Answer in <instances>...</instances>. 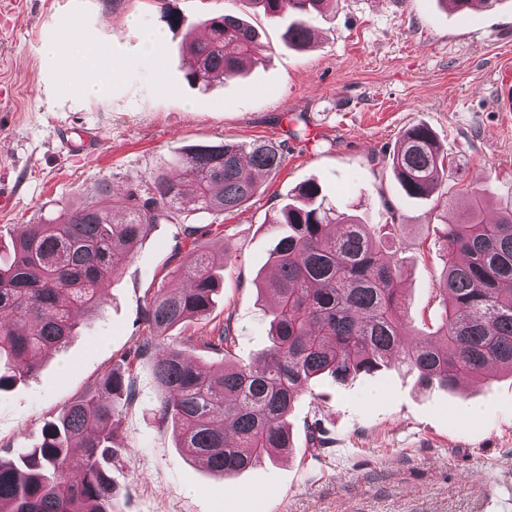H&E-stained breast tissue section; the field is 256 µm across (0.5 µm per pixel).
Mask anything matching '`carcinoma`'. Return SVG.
Masks as SVG:
<instances>
[{
  "label": "carcinoma",
  "mask_w": 512,
  "mask_h": 512,
  "mask_svg": "<svg viewBox=\"0 0 512 512\" xmlns=\"http://www.w3.org/2000/svg\"><path fill=\"white\" fill-rule=\"evenodd\" d=\"M248 2L273 17L293 16L288 44L304 48L312 38L308 17L327 0ZM440 2L463 10L499 0ZM207 28L208 39L185 40L188 82L234 78L264 61L265 46L240 18L217 15ZM281 163L269 142L192 146L175 172L158 170L143 190L113 193L99 185L84 206L16 232L12 258L0 263V388L35 374L42 350L67 341L77 313L101 303L98 284L133 258L155 225L178 223L189 211L239 209L259 189L255 173ZM448 164L433 132L417 125L403 134L391 166L406 196L427 198L441 189ZM463 195L464 219L440 225L441 312L427 335L408 321L405 271L393 250L397 225L374 227L324 205L315 182L303 184L270 220L288 233L270 255L264 285L270 345L261 367L231 361L228 322L188 337L199 349L224 355L221 367L184 358L173 331L208 315L224 267V258L209 250L190 252L180 283L158 289L138 312L142 336L129 361L155 356L160 399L153 418L171 427L184 454L227 476L291 448L288 414L315 380L343 384L393 366L416 375L422 387L454 391L464 379L512 372V209L487 220L486 192ZM90 394L94 405L81 399L65 406L45 424L37 447L0 460V512H115L107 462L120 449L122 398L134 391L125 374L110 369ZM307 437L315 451L328 445L317 421L307 424ZM75 448L83 454L78 468L71 466Z\"/></svg>",
  "instance_id": "carcinoma-1"
}]
</instances>
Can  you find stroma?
Returning a JSON list of instances; mask_svg holds the SVG:
<instances>
[{"mask_svg": "<svg viewBox=\"0 0 512 512\" xmlns=\"http://www.w3.org/2000/svg\"><path fill=\"white\" fill-rule=\"evenodd\" d=\"M167 12L179 25H167ZM224 12L258 31L266 58L238 77L191 85L183 39ZM289 22L246 0H0V189L11 195L0 206V257L18 227L84 204L97 185H143L187 146L269 141L283 152L241 208L156 225L68 342L46 351L34 376L0 390V458L40 443L47 420L136 350L139 306L175 280L197 245L223 250L224 288L208 317L177 335L230 323L235 361L260 365L269 346L260 288L280 235L268 220L309 180L337 210L401 224L410 315L422 331L435 329V228L463 212L450 194L487 187L488 214L512 207V112L499 107L501 80L512 77V0L475 12L442 0H334L312 17L315 39L302 49L286 40ZM151 29L166 35L158 70L142 60ZM73 31L98 44L113 73L99 94L83 90ZM49 41L60 45L56 57L42 51ZM415 125L427 126L451 161L441 191L424 200L407 198L391 169ZM84 127L98 131L97 152L59 150L60 133ZM188 225L195 234H185ZM129 379L136 396L122 408L111 470L119 512H487L490 488L512 487L506 373L452 393L419 390L414 375L393 367L315 381L288 417L292 449L228 480L187 459L154 421L151 361L134 363ZM463 406L475 415L460 414ZM309 419L332 440L318 456L306 443Z\"/></svg>", "mask_w": 512, "mask_h": 512, "instance_id": "obj_1", "label": "stroma"}]
</instances>
